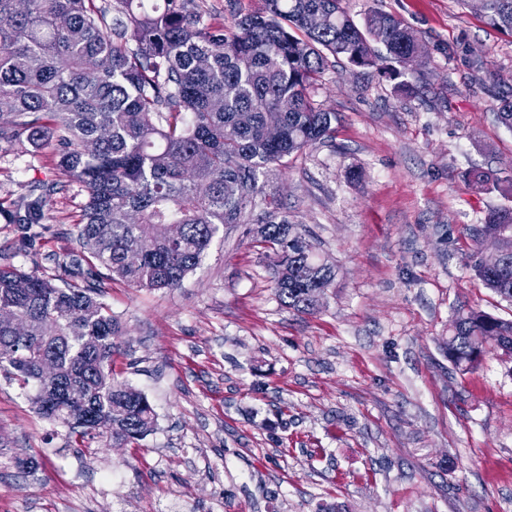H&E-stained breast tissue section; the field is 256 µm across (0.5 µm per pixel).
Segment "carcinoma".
<instances>
[{
	"instance_id": "cac0c4a2",
	"label": "carcinoma",
	"mask_w": 512,
	"mask_h": 512,
	"mask_svg": "<svg viewBox=\"0 0 512 512\" xmlns=\"http://www.w3.org/2000/svg\"><path fill=\"white\" fill-rule=\"evenodd\" d=\"M343 2L261 0L228 23L204 20L196 0H0V144L49 153L89 195L76 225L83 253L59 263L60 283L0 268V366L35 387L42 418L119 444L152 431L147 397L112 378L119 326L101 301L106 282L178 288L226 224L257 225L279 300L317 310L335 272L303 249L300 225L265 190L266 172L330 137L335 113L314 89L331 59L373 67L382 45L406 93L404 77L426 64L402 19L373 11L360 26ZM483 17L512 34V0H487ZM54 190L34 185L0 214L38 224ZM486 238L505 262L477 259L473 269L512 302L511 209L487 213L473 256ZM445 345L461 369L491 351L512 357V320L459 311ZM43 359L55 366L49 378Z\"/></svg>"
}]
</instances>
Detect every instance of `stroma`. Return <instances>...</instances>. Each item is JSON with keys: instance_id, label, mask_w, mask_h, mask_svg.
I'll return each mask as SVG.
<instances>
[{"instance_id": "1", "label": "stroma", "mask_w": 512, "mask_h": 512, "mask_svg": "<svg viewBox=\"0 0 512 512\" xmlns=\"http://www.w3.org/2000/svg\"><path fill=\"white\" fill-rule=\"evenodd\" d=\"M346 2L358 21L401 17L428 62L411 94L382 67L333 63L315 87L332 140L265 180L336 269L318 310L280 303L245 224L225 225L179 288L112 281L114 377L148 398L154 428L134 445L79 441L0 371V512H512V359L462 372L444 351L456 307L512 318L471 268L470 233L512 209V131L496 117L512 35L464 0ZM40 181L60 188L36 248L0 217V267L50 277L82 251L88 193L51 155L0 147V207Z\"/></svg>"}]
</instances>
